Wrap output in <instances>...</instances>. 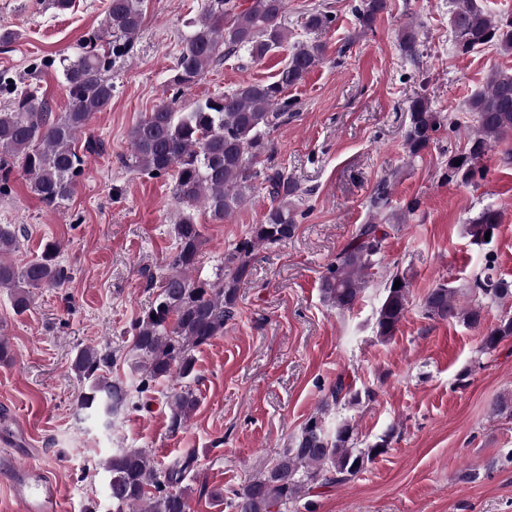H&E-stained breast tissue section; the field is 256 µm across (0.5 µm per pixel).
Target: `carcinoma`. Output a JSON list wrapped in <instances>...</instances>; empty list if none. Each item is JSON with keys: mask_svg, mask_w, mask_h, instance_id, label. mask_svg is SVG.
<instances>
[{"mask_svg": "<svg viewBox=\"0 0 512 512\" xmlns=\"http://www.w3.org/2000/svg\"><path fill=\"white\" fill-rule=\"evenodd\" d=\"M145 0H108L103 25L88 34L81 50L60 59L62 82L69 107L54 111L33 81L0 73V94L9 96L0 109V193L10 189L18 172L29 181L30 190L51 209L70 199L76 179L83 171V157L76 148L78 135L92 116L112 101L113 62L127 55L144 19ZM287 0H204L198 14L188 22L180 39L181 49L167 81L172 102L141 119L129 132V153L123 165L135 172L158 176L172 174L173 195L182 207L175 224L177 249L171 271L158 284L154 302L132 327L134 354L131 365L141 370L139 387L172 384L167 404L170 429L178 430L196 410L198 399L184 381L193 377V351L224 335V326L234 320L240 283L249 273L254 247L272 245L294 236L306 190L283 169L271 165L270 133L288 119L292 107L286 92L301 84L326 60V46L299 42L268 81L244 82L235 88L198 100L188 108L177 105L182 93L192 88L213 64L243 57L257 62L288 42L282 25ZM388 0H354L351 12L358 30L373 29L386 12ZM335 22L327 10L308 12L305 27L325 30ZM450 37L461 55L480 46H495L512 54V14L495 12L483 0H458L450 18ZM399 48L409 61L420 56L418 25L410 20L399 31ZM466 105L476 116V125L463 148L448 157V181L468 184L485 175L483 161L494 144L512 138V71L489 74L483 89L472 94ZM404 146L409 157H419L437 142L441 131L453 130L455 120L432 108L425 93L413 97L407 108ZM460 165H455L456 160ZM259 184L269 199L261 223L224 257L214 277L192 280L189 273L200 262L204 243L203 225L195 213L202 209L213 221H224L247 200ZM392 180L387 176L375 185L368 208L372 216L384 213L391 203ZM502 221L501 210L483 206L466 224L474 245L485 244V233ZM20 230L0 225V288L10 290L17 313L26 312L33 291L61 288L71 279L70 270L58 260L60 247L45 245L34 261L18 266L3 256L19 244ZM384 237L379 225H359L350 241L326 265L319 288L323 299L344 312L354 308L373 279ZM493 259L487 258L484 275L477 277L473 291L494 303L512 300V280L493 274ZM399 281V288H393ZM459 289L439 283L422 302L424 315L435 321H453L482 331L479 352L490 355L512 339V315L485 324L480 302H462ZM410 305L407 273L389 278L375 315L376 336L386 341L399 331ZM114 360L92 347L80 349L72 363L74 372L88 382L80 395V409L92 410L104 424L128 408L125 387L108 376ZM369 388L355 390L342 378L328 387L324 407L306 419L300 434L275 461L243 486L231 491L226 505L232 512H294L298 502L313 490L342 486L363 473L373 460L390 448V429L365 447H359L356 426L346 420L331 430L323 412L329 405L358 406L372 400ZM193 455L162 467L151 452L124 448L108 457L104 469L110 474L108 494L114 512H189L187 487Z\"/></svg>", "mask_w": 512, "mask_h": 512, "instance_id": "carcinoma-1", "label": "carcinoma"}]
</instances>
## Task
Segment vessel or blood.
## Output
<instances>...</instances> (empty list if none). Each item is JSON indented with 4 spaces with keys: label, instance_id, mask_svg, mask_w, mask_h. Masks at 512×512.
<instances>
[{
    "label": "vessel or blood",
    "instance_id": "obj_1",
    "mask_svg": "<svg viewBox=\"0 0 512 512\" xmlns=\"http://www.w3.org/2000/svg\"><path fill=\"white\" fill-rule=\"evenodd\" d=\"M8 477L19 512H61L60 491L41 467L0 455V477Z\"/></svg>",
    "mask_w": 512,
    "mask_h": 512
}]
</instances>
